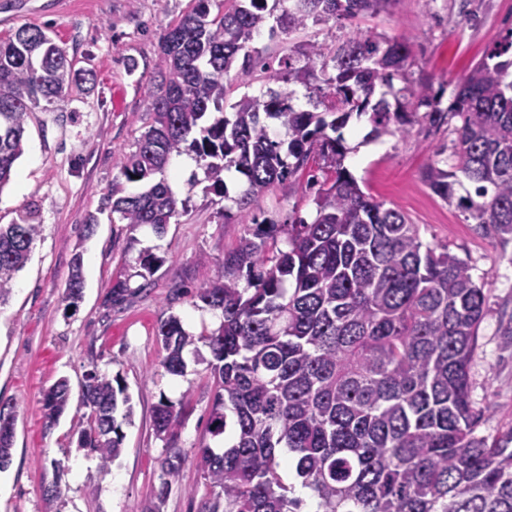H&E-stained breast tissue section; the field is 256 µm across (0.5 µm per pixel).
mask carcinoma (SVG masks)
<instances>
[{
  "mask_svg": "<svg viewBox=\"0 0 512 512\" xmlns=\"http://www.w3.org/2000/svg\"><path fill=\"white\" fill-rule=\"evenodd\" d=\"M191 0L160 37L148 112L151 122L121 175L147 188L129 196L112 190L111 213L134 228L161 235L185 202L163 175L186 154L210 189L227 198L224 171L233 167L248 188L233 199L251 224L224 255V275L196 289V307L219 310V326L201 333L211 350L215 383L209 433L231 435L217 453L196 456L215 489L199 512H298L301 500L279 473L287 449L317 512H512V427L491 440L474 434L470 365L487 313L484 284L468 261L425 243L419 225L364 192L345 166L343 136L352 118L368 116L370 137L408 135L416 125L437 133L459 125L452 145L432 149L422 180L468 214L478 236L512 243V28L457 85L448 104L431 82L413 78L408 38L349 32L343 41H307L273 65L250 45L269 26L295 32L308 23L356 19L399 0ZM279 87L243 95L224 112L227 81L247 83L256 71ZM66 48L41 28L24 25L0 37V188L23 154L28 114L45 110L77 84ZM302 84L324 106L297 110L290 86ZM394 102H389L388 97ZM278 120L286 139L270 138L262 118ZM451 151V164L438 156ZM325 179L312 221L259 223L255 197L275 183L297 181L308 164ZM25 210L0 224V304L26 265L40 225ZM285 235L286 249L269 254ZM159 258L141 253L144 281ZM84 288L81 254L74 255L65 298ZM131 293L119 278L109 307ZM166 373H184L195 336L176 316L160 322ZM62 378L41 399L48 425L66 410ZM86 425L78 446L99 454L103 467L124 450L116 412L133 415L121 382L96 370L83 384ZM181 412L162 397L153 411L156 436L178 470ZM0 471L11 460L15 419L0 413Z\"/></svg>",
  "mask_w": 512,
  "mask_h": 512,
  "instance_id": "carcinoma-1",
  "label": "carcinoma"
}]
</instances>
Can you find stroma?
<instances>
[{
    "label": "stroma",
    "mask_w": 512,
    "mask_h": 512,
    "mask_svg": "<svg viewBox=\"0 0 512 512\" xmlns=\"http://www.w3.org/2000/svg\"><path fill=\"white\" fill-rule=\"evenodd\" d=\"M190 0H0V36L22 25L41 27L64 44L75 68L88 79L47 111L30 113L24 153L10 182L0 188V224L17 220L22 209L39 224L27 265L13 280L0 307V412L15 419L12 462L0 472V512H199L211 488L196 450L209 442L207 425L214 381L205 363L210 351L196 342L187 352L184 375L172 376L157 329L169 316L192 334L215 329L217 311L195 308L191 295L224 270V254L246 231L225 219L224 199L194 183L182 157H172L166 176L187 208L164 235L144 226L128 231L113 222L109 196L122 181L121 160L135 149L150 122V79L159 59L160 36ZM364 34L406 35L415 59L414 77L430 79L452 97L459 80L488 47L512 27V0H398L390 12L354 21ZM345 33L340 22L309 26L270 37L260 32L255 47L274 58L305 40L334 43ZM367 118L345 129L348 144L361 151L348 170L361 188L386 207L418 224L423 240L468 259L475 280L485 283L488 312L479 331L471 368V400L482 416L480 437L494 436L512 422V244L477 236L465 213L434 195L421 171L430 146L452 140L441 131L420 129L373 142ZM315 187L306 179L277 183L258 195L257 219L291 222L315 215ZM94 223L93 234L84 226ZM149 251L160 262L151 286L139 290L135 260ZM83 256L85 285L76 306H67L65 286L74 254ZM128 275L135 294L120 306L104 299L113 279ZM120 376L134 405L123 424L124 452L101 471L96 454L78 448L73 427L85 410L81 386L91 370ZM71 386L68 410L47 426L43 391L59 378ZM186 403L178 445L186 459L166 473V451L152 426L160 398ZM60 494L47 499L48 486Z\"/></svg>",
    "instance_id": "1"
}]
</instances>
